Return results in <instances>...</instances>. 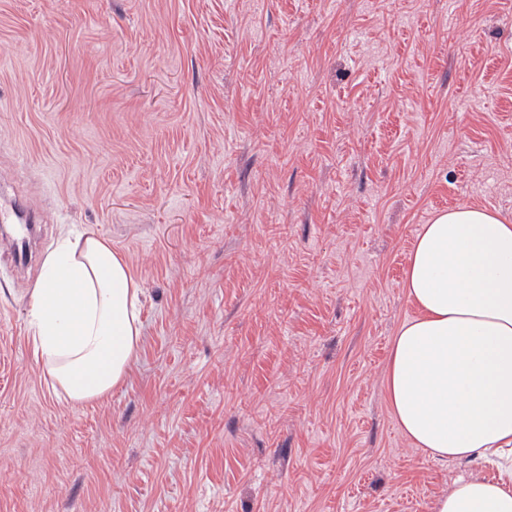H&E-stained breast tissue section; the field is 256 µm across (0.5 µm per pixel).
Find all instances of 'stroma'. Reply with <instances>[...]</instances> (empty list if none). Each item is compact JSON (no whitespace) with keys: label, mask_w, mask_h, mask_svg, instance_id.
<instances>
[{"label":"stroma","mask_w":512,"mask_h":512,"mask_svg":"<svg viewBox=\"0 0 512 512\" xmlns=\"http://www.w3.org/2000/svg\"><path fill=\"white\" fill-rule=\"evenodd\" d=\"M0 512H432L386 400L422 224L512 218V0H0ZM73 224L138 281L125 382L32 352ZM24 212L25 210L18 202H16L14 211L9 209H2V206L0 208V222L2 224L12 222L15 213V224L18 225L16 226L14 236L11 238L10 249L17 253L18 255H20L21 252L26 253L29 247L28 234L30 227L29 225H27V223L30 222V219L22 216V213Z\"/></svg>","instance_id":"stroma-1"}]
</instances>
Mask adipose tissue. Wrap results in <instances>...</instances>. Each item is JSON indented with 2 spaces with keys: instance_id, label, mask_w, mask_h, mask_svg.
<instances>
[{
  "instance_id": "ef3b65f1",
  "label": "adipose tissue",
  "mask_w": 512,
  "mask_h": 512,
  "mask_svg": "<svg viewBox=\"0 0 512 512\" xmlns=\"http://www.w3.org/2000/svg\"><path fill=\"white\" fill-rule=\"evenodd\" d=\"M403 287L418 314L385 375L404 436L431 458L495 466L462 475L433 512H512V221L484 207L437 213L416 237ZM141 290L90 228L45 256L30 299L33 355L71 404L105 399L140 344Z\"/></svg>"
}]
</instances>
